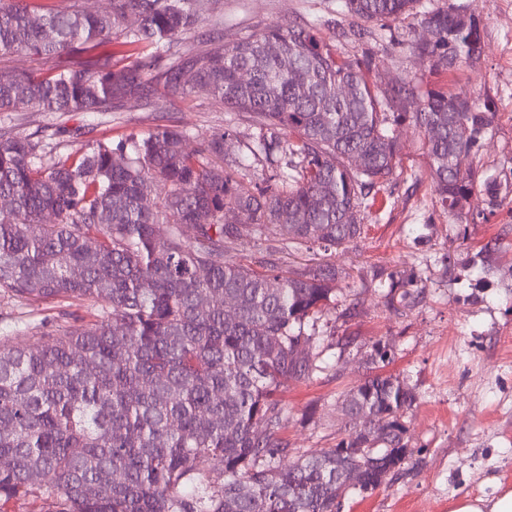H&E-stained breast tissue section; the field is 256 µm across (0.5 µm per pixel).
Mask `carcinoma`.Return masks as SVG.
Instances as JSON below:
<instances>
[{
  "mask_svg": "<svg viewBox=\"0 0 512 512\" xmlns=\"http://www.w3.org/2000/svg\"><path fill=\"white\" fill-rule=\"evenodd\" d=\"M419 4L344 0L365 22H397ZM210 22H224V0H111L100 14L0 0V56L52 62L0 80V112H116L200 87L249 115V151L271 167L265 184L246 183L224 170V136L190 153L188 132L167 126L66 154L0 132V197L12 201L0 210V292L101 305L94 321L29 349L0 341V507L24 496L42 512H340L353 492L346 471L373 491L408 454L415 394L382 372L379 343L342 400L374 434L352 427L319 456L290 447L278 393L325 370L298 346L313 348L318 315L336 305L338 270L326 260L284 270L281 254L361 238V214L399 162L393 123L423 134L448 211L477 191L500 207L503 184L469 163L495 112L442 87L381 89L372 60L338 55L314 25L178 47ZM420 24L431 38L413 49L432 70L480 62L483 27L467 6L448 0ZM118 34L121 66L99 51ZM246 227L260 249L243 263L231 251Z\"/></svg>",
  "mask_w": 512,
  "mask_h": 512,
  "instance_id": "obj_1",
  "label": "carcinoma"
}]
</instances>
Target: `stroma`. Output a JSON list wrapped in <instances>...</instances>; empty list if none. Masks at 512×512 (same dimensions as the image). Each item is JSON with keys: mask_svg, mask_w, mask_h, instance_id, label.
<instances>
[{"mask_svg": "<svg viewBox=\"0 0 512 512\" xmlns=\"http://www.w3.org/2000/svg\"><path fill=\"white\" fill-rule=\"evenodd\" d=\"M462 2L482 22L483 57L476 68L448 74L432 73L413 52L423 33L419 14L364 25L343 0H224V41L288 22L313 24L340 56L371 58V77L381 86L406 78L422 89L467 92L479 106L492 103L495 121L472 162L512 183V0ZM163 125L188 130L190 152L223 135L225 162L243 159L251 182L267 175L249 156L245 114L216 108L201 89L151 106L130 101L107 114L0 113V127L16 135L45 131L63 153ZM392 131L400 144L393 182L365 212L362 238L331 256L344 273L338 287L354 289L356 300H339L318 323L326 370L281 390L283 433L303 455L334 448L348 428L341 395L366 377L364 354L382 342L391 353L386 373L416 395L404 415L411 455L381 488L349 495L341 512H449L462 495L512 490V203L493 210L478 193L462 213H448L415 127L404 122ZM94 310L90 301L0 293V339L28 346L37 333L92 320Z\"/></svg>", "mask_w": 512, "mask_h": 512, "instance_id": "stroma-1", "label": "stroma"}]
</instances>
